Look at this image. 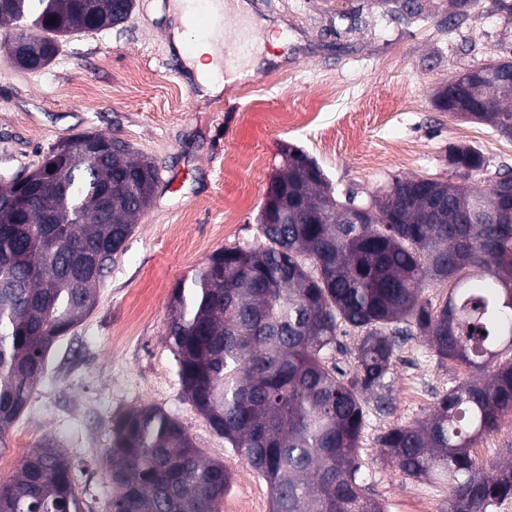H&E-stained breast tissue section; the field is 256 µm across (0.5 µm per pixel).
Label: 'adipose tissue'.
<instances>
[{"label":"adipose tissue","mask_w":512,"mask_h":512,"mask_svg":"<svg viewBox=\"0 0 512 512\" xmlns=\"http://www.w3.org/2000/svg\"><path fill=\"white\" fill-rule=\"evenodd\" d=\"M233 9L242 17L249 28H257L258 20L252 13L247 0H236L234 6H227L225 0H212V35L204 42L198 43L192 52H186L188 68L193 72L201 94L214 96L219 94L223 86L216 77V71L222 61L224 37V13Z\"/></svg>","instance_id":"obj_1"}]
</instances>
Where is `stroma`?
I'll return each mask as SVG.
<instances>
[{"label":"stroma","instance_id":"obj_1","mask_svg":"<svg viewBox=\"0 0 512 512\" xmlns=\"http://www.w3.org/2000/svg\"><path fill=\"white\" fill-rule=\"evenodd\" d=\"M270 22L257 47L274 55L253 76L200 96L185 60L168 45L172 0H135L127 21L80 31L46 68L0 58V180L33 170L48 147L83 131L129 142L160 170L154 200L97 289L93 311L52 348L49 378L14 423L1 454L19 463L47 439L72 463L83 512H105L112 496L106 454L112 421L160 407L196 447L223 462L231 501L270 505L266 482L228 448L189 401L164 342L172 291L225 247L264 243L257 217L280 149L315 160L334 186L360 193L391 177H451L448 149L480 148V183L512 168V140L456 120L433 97L448 78L512 58V0H418L416 13L385 0H248ZM312 112V123L279 121ZM413 145L412 164L384 152L385 139ZM473 370L439 363L418 338L401 341L393 362L394 410L365 402L361 462L368 495L386 512H443L447 490L384 467L378 436L424 417L435 396Z\"/></svg>","mask_w":512,"mask_h":512}]
</instances>
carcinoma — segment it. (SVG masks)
Returning a JSON list of instances; mask_svg holds the SVG:
<instances>
[{"label": "carcinoma", "mask_w": 512, "mask_h": 512, "mask_svg": "<svg viewBox=\"0 0 512 512\" xmlns=\"http://www.w3.org/2000/svg\"><path fill=\"white\" fill-rule=\"evenodd\" d=\"M134 0H0V44L20 68L46 67L74 31L125 22ZM56 22H50V19ZM452 77L435 102L452 117L512 140V60ZM464 101L471 112L454 111ZM60 180H33L20 197L0 187V450L46 380L58 340L94 308L159 183V168L112 138L102 164L49 148ZM460 182L395 178L374 194L339 197L323 170L296 148L274 173L279 204L264 203L265 245L228 247L178 282L166 344L182 390L212 430L267 483L272 512H385L366 495L360 464L363 401L391 409L398 338L416 336L440 357L485 372L438 395L425 418L377 438L381 461L415 480L448 487L446 512H488L512 496V462L470 453L474 439L512 415V211L488 222L486 204L512 189V169L485 185L466 180L483 152L451 146ZM352 205L366 209L362 224ZM446 284L442 306L423 298ZM359 333L356 366L331 361L338 337ZM106 512H220L230 475L156 406L119 414L106 460ZM0 512H82L66 452L48 439L0 481Z\"/></svg>", "instance_id": "carcinoma-1"}]
</instances>
